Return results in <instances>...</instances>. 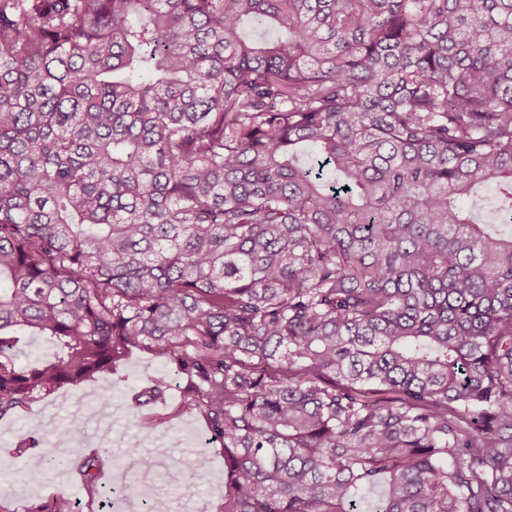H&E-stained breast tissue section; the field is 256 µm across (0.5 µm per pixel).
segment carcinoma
Listing matches in <instances>:
<instances>
[{
	"instance_id": "cac0c4a2",
	"label": "carcinoma",
	"mask_w": 512,
	"mask_h": 512,
	"mask_svg": "<svg viewBox=\"0 0 512 512\" xmlns=\"http://www.w3.org/2000/svg\"><path fill=\"white\" fill-rule=\"evenodd\" d=\"M137 347L220 512H512V0H0V420ZM19 349L22 352L20 354L22 359L27 356L49 359L56 352V348L51 342L43 337L31 336L30 334H27L24 341L19 345Z\"/></svg>"
}]
</instances>
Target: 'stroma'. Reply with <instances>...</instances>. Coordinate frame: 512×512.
I'll list each match as a JSON object with an SVG mask.
<instances>
[{"label": "stroma", "instance_id": "35a3bbf8", "mask_svg": "<svg viewBox=\"0 0 512 512\" xmlns=\"http://www.w3.org/2000/svg\"><path fill=\"white\" fill-rule=\"evenodd\" d=\"M160 381L167 387L165 401L147 409L146 421L131 422L126 414L131 393ZM186 388V378L175 373L158 351L135 348L109 377H94L76 387L60 388L49 399L34 403L17 417L0 420V434L6 436L5 442L0 443V512H37L39 505L56 496L70 498L77 512H100L102 496L113 485L112 463L109 458H102L98 480L91 488L86 486L79 470L85 459L99 452L95 423H84L85 436L81 446L70 451L69 467L35 483L16 478L19 469L37 470L42 466L37 452L18 454L17 444L22 437L39 435L43 424L49 421L59 428L84 422V416L94 410L103 414L119 412L114 438L121 445L127 441L141 445V453L133 462L135 470L164 471L174 450L185 461L191 460L201 448L207 449L211 456L207 472L192 489H184L167 478L154 482L155 495L146 498L139 494L137 487H130L126 504L134 512H145L149 507L181 512L179 504L184 499L188 500L191 512H218L224 501V453L220 443L209 434L202 415L178 412ZM108 389L114 392L110 404L95 403V396ZM121 445L114 448V455H122Z\"/></svg>", "mask_w": 512, "mask_h": 512}]
</instances>
